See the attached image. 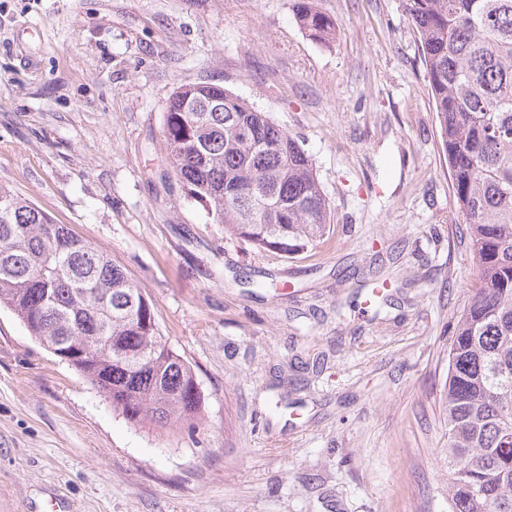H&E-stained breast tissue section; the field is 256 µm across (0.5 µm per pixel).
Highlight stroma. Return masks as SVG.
I'll return each instance as SVG.
<instances>
[{"label":"stroma","instance_id":"stroma-1","mask_svg":"<svg viewBox=\"0 0 512 512\" xmlns=\"http://www.w3.org/2000/svg\"><path fill=\"white\" fill-rule=\"evenodd\" d=\"M0 0V184L106 251L203 394L133 425L0 307V512H448L442 399L477 288L402 0ZM217 83L311 157L328 240L295 258L167 174L179 86ZM391 285L381 312L364 286ZM293 12L296 22L307 36L318 43H329L335 36V22L320 12L312 0H295Z\"/></svg>","mask_w":512,"mask_h":512}]
</instances>
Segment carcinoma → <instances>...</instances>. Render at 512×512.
<instances>
[{
  "instance_id": "obj_1",
  "label": "carcinoma",
  "mask_w": 512,
  "mask_h": 512,
  "mask_svg": "<svg viewBox=\"0 0 512 512\" xmlns=\"http://www.w3.org/2000/svg\"><path fill=\"white\" fill-rule=\"evenodd\" d=\"M431 88L479 288L448 350L450 512H512V0H405ZM318 43L335 22L294 0ZM165 164L214 224L286 255L331 230L313 162L265 112L221 85H184L164 112ZM0 305L130 422L167 428L201 410L195 373L158 333L154 304L106 252L0 185ZM112 341V356L101 339Z\"/></svg>"
}]
</instances>
